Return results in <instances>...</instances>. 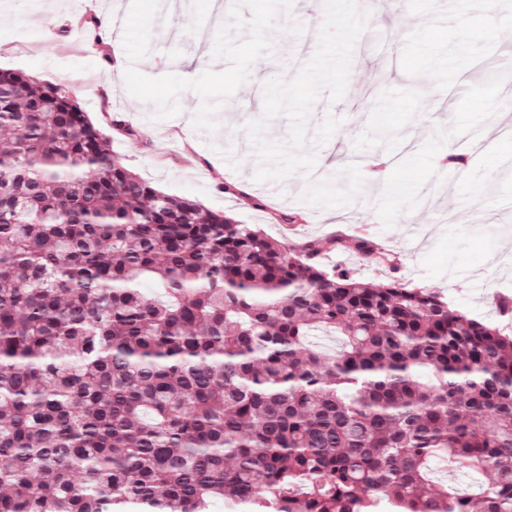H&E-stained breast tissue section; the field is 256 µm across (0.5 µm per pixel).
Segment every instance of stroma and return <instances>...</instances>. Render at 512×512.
<instances>
[{
  "mask_svg": "<svg viewBox=\"0 0 512 512\" xmlns=\"http://www.w3.org/2000/svg\"><path fill=\"white\" fill-rule=\"evenodd\" d=\"M164 0H9L0 69L65 85L112 150L162 191L258 225L283 245L367 232L394 265L346 250L328 266L402 278L504 325L512 297V0L452 17L356 0H230L206 42L212 0L180 13ZM134 67L114 69L115 57ZM230 100L236 110H219ZM398 139L383 141V130ZM465 174L435 176L448 149ZM387 158L377 179L368 165ZM292 215L291 223L278 214Z\"/></svg>",
  "mask_w": 512,
  "mask_h": 512,
  "instance_id": "1",
  "label": "stroma"
}]
</instances>
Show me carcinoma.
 <instances>
[{
    "mask_svg": "<svg viewBox=\"0 0 512 512\" xmlns=\"http://www.w3.org/2000/svg\"><path fill=\"white\" fill-rule=\"evenodd\" d=\"M1 129L0 512H512V336L158 190L63 85L1 70ZM457 474L458 475H462L461 477V480L457 481V480H454L453 478L449 477L448 476V469H447V473L444 471V468L441 467L442 464L439 463V462H436L434 464V473L436 475V478L438 480H444V481H448V479L450 481H448V483H452L454 484L458 489L460 487V483L462 481H466V480H473L476 482V484L480 487H482L483 483L486 485L488 484L489 482H491L494 478L493 474H491L490 472H484L482 475L481 474H478L476 473L473 468L469 465V463L467 462H460V463H457ZM452 481V482H451Z\"/></svg>",
    "mask_w": 512,
    "mask_h": 512,
    "instance_id": "carcinoma-1",
    "label": "carcinoma"
}]
</instances>
